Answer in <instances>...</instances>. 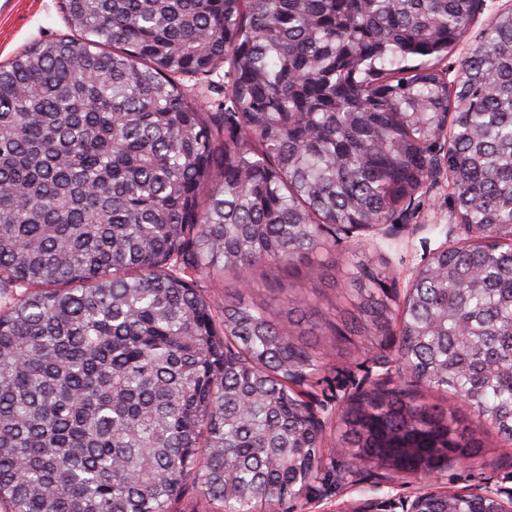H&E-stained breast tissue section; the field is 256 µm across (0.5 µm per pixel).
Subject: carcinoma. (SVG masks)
<instances>
[{
	"mask_svg": "<svg viewBox=\"0 0 512 512\" xmlns=\"http://www.w3.org/2000/svg\"><path fill=\"white\" fill-rule=\"evenodd\" d=\"M475 8L63 0L73 34L0 65V512H268L512 447V11L440 67ZM437 149L464 244L400 299L341 240L412 214ZM255 273L336 302L193 279Z\"/></svg>",
	"mask_w": 512,
	"mask_h": 512,
	"instance_id": "cac0c4a2",
	"label": "carcinoma"
}]
</instances>
